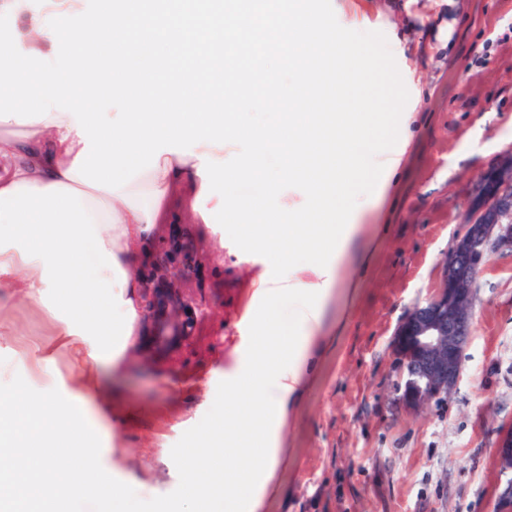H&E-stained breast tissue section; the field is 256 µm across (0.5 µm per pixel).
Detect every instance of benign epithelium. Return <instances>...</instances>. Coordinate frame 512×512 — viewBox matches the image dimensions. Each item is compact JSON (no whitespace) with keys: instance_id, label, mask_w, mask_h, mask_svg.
Listing matches in <instances>:
<instances>
[{"instance_id":"benign-epithelium-1","label":"benign epithelium","mask_w":512,"mask_h":512,"mask_svg":"<svg viewBox=\"0 0 512 512\" xmlns=\"http://www.w3.org/2000/svg\"><path fill=\"white\" fill-rule=\"evenodd\" d=\"M512 253V152L479 179L467 214V230L446 256L441 285L398 327L393 344L400 371L399 400L413 410L448 399L461 378L472 334L478 279L492 255ZM198 244L183 224L152 244L147 264L134 271L142 283L139 346L149 356L176 360L189 348L205 314L192 294ZM495 455L506 480L494 512H512V430L500 432Z\"/></svg>"}]
</instances>
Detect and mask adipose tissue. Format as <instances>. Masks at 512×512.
Instances as JSON below:
<instances>
[{
	"label": "adipose tissue",
	"mask_w": 512,
	"mask_h": 512,
	"mask_svg": "<svg viewBox=\"0 0 512 512\" xmlns=\"http://www.w3.org/2000/svg\"><path fill=\"white\" fill-rule=\"evenodd\" d=\"M85 7V0H0V14L15 20L23 49L47 56L53 43L42 30L45 15ZM83 147L67 112L52 111L20 131L13 122L0 121V283L19 273L26 300L52 299L65 348L82 368L111 356L113 339L133 334L139 315L133 249L161 213L171 185L185 184L192 195H200L201 156L224 159L231 152L227 146L202 144L192 156L161 153L156 167L111 193L88 187L72 174ZM370 210L366 204L356 213L330 278L305 269L291 274V283L342 284L346 259L364 240L362 222ZM98 288L107 289V296L96 297ZM322 327L319 315L305 322L298 362L273 391L283 409L301 395L323 351Z\"/></svg>",
	"instance_id": "1"
}]
</instances>
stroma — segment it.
Listing matches in <instances>:
<instances>
[{"instance_id":"1","label":"stroma","mask_w":512,"mask_h":512,"mask_svg":"<svg viewBox=\"0 0 512 512\" xmlns=\"http://www.w3.org/2000/svg\"><path fill=\"white\" fill-rule=\"evenodd\" d=\"M331 4L342 26L385 35L413 119L402 163L368 218L371 257L350 265L358 294L326 307L325 349L281 431L286 460L262 512H493L496 440L512 427V254L493 255L479 278L461 379L446 402L416 413L398 401L393 339L439 287L476 181L512 151V0ZM177 221L200 243L193 289L208 313L173 364L140 359L132 340L116 362L82 370L60 345L52 305L0 288V373L76 404L101 439L103 468L139 480L143 499L177 487L170 451L244 357L253 284L272 275L266 258L202 223L181 184L152 237ZM47 354L45 375L34 361Z\"/></svg>"}]
</instances>
